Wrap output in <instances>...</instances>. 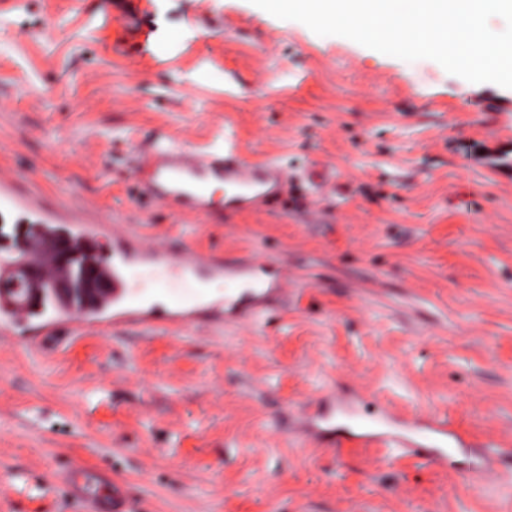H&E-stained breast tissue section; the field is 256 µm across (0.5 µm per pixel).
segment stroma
<instances>
[{
	"label": "stroma",
	"mask_w": 512,
	"mask_h": 512,
	"mask_svg": "<svg viewBox=\"0 0 512 512\" xmlns=\"http://www.w3.org/2000/svg\"><path fill=\"white\" fill-rule=\"evenodd\" d=\"M228 130L295 174L286 200L215 224L136 197L156 138ZM1 169L63 214L290 272L285 306L243 325L0 335L5 512H80L63 457L136 487L138 512H512V465L458 473L470 445H512V89L250 0H0ZM330 390L362 400L337 428L387 398L468 445L445 471L293 440L284 417Z\"/></svg>",
	"instance_id": "obj_1"
}]
</instances>
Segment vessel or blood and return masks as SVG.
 <instances>
[{
	"instance_id": "vessel-or-blood-1",
	"label": "vessel or blood",
	"mask_w": 512,
	"mask_h": 512,
	"mask_svg": "<svg viewBox=\"0 0 512 512\" xmlns=\"http://www.w3.org/2000/svg\"><path fill=\"white\" fill-rule=\"evenodd\" d=\"M287 171L277 161L252 163L241 158L233 133H225L220 152H199L173 144L153 142L141 152L134 169L140 198L157 201L185 214L214 216L212 185L224 186V214L253 212L279 201ZM0 222L19 223V234L31 255H38L44 239L64 235L76 245H96L100 239L112 242L111 258L97 261L99 276L112 285L110 294L99 297L96 308L58 305L52 313L33 309L10 299L0 300V334L12 336L26 327L38 328L42 335H54L58 322H91L97 328L122 330L181 327L194 323L201 311L221 313L228 322H248L282 307L285 274L252 258L227 260L215 253H201L170 244L146 245L141 234L111 228L106 218L87 224L64 216L18 194L13 177L0 172ZM151 273L154 286L167 295L168 306L147 304L130 283L131 268ZM221 279L232 287L222 301L204 302L191 290L193 283ZM336 402L335 394L313 399L304 407L295 431L306 438L336 444L344 440L366 448L402 449L424 465L446 469L445 441L461 443L462 436L447 414L431 412L397 414L392 403L380 411L396 421V432L347 433L337 437L335 429L321 428L325 405ZM60 479L83 512H134L133 498L107 471L71 461L60 470Z\"/></svg>"
}]
</instances>
